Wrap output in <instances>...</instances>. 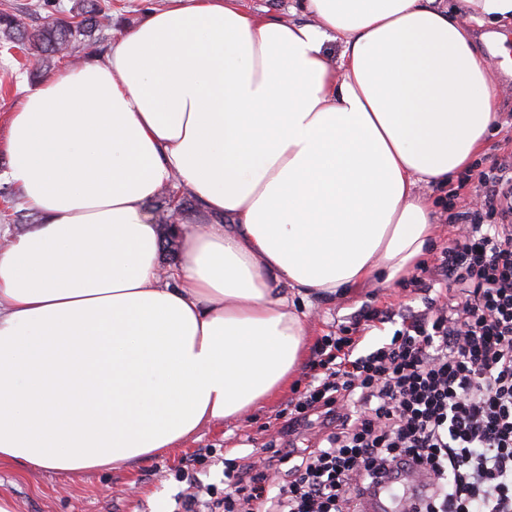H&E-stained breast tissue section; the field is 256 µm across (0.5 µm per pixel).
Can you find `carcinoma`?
<instances>
[{
  "label": "carcinoma",
  "instance_id": "cac0c4a2",
  "mask_svg": "<svg viewBox=\"0 0 512 512\" xmlns=\"http://www.w3.org/2000/svg\"><path fill=\"white\" fill-rule=\"evenodd\" d=\"M110 19L100 0H74L69 18L50 12L36 26L27 24L23 13L0 12V41L16 44L24 55L42 61L60 62L76 53L79 37H90Z\"/></svg>",
  "mask_w": 512,
  "mask_h": 512
}]
</instances>
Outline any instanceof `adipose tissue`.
Listing matches in <instances>:
<instances>
[{
	"label": "adipose tissue",
	"instance_id": "ef3b65f1",
	"mask_svg": "<svg viewBox=\"0 0 512 512\" xmlns=\"http://www.w3.org/2000/svg\"><path fill=\"white\" fill-rule=\"evenodd\" d=\"M170 0L27 88L0 150L37 224L0 244V464L132 469L286 392L314 299L392 284L498 120L466 23L512 0ZM340 44L338 56L325 45ZM199 223L160 263L148 204ZM243 3L249 10L260 15L284 19L289 17L296 21L307 19L300 11H296L295 15L289 13L291 7L296 5L294 0H244ZM174 195L175 200L177 198H180L178 201L186 202V205L184 207V210L180 214L182 216L183 220L182 223L184 224H191L195 221L196 216V205L195 203L188 198H181L174 187L172 185L167 186L162 193L156 197L151 203L150 208L152 211H154L161 219V224H163V235H162V247L160 252V259L163 266L168 267L176 264L179 262L180 255H181V241L178 237H172L167 234V227L166 225V213L168 211V198L169 196Z\"/></svg>",
	"mask_w": 512,
	"mask_h": 512
}]
</instances>
